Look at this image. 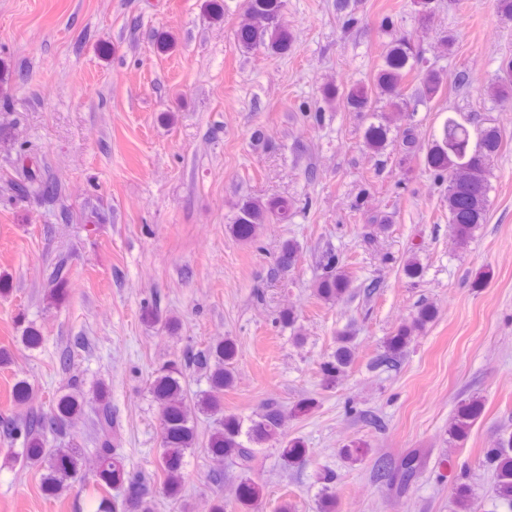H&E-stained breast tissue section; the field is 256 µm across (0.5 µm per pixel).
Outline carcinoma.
<instances>
[{"label": "carcinoma", "mask_w": 512, "mask_h": 512, "mask_svg": "<svg viewBox=\"0 0 512 512\" xmlns=\"http://www.w3.org/2000/svg\"><path fill=\"white\" fill-rule=\"evenodd\" d=\"M357 6L358 0H336V11L344 15L346 25L357 23ZM284 7V0H246L244 19L238 28V45L247 51H288L293 37L279 22ZM378 29L390 40L385 43L371 80L342 91L330 89L327 97L344 95L349 111L362 119L363 144L372 154L382 156L391 150L406 159L424 154V164L430 175L447 185L448 223L455 228L456 248L464 249L475 229L487 222L492 206V165L505 150L503 135L496 125L466 112L448 113L440 137L433 139L425 149L415 127H392L391 113L406 112L413 102L426 106L446 94L448 86L463 89L474 85L476 79L469 71L460 70L450 80L442 71L426 64L420 47L406 35L397 33L390 18H382ZM415 81L418 85L414 97L410 98L407 88ZM490 93L499 103L512 104V65L505 68ZM12 187L27 196L53 194V188L29 167L23 179L13 182ZM292 207L293 203L286 199L263 201L248 197L238 204L230 231L241 241L253 244L264 225L288 219ZM300 258L298 242L293 239L284 241L273 272L279 274L293 269ZM323 268L324 273L314 284V296L325 304H333L350 292L352 280L344 261L333 251L324 256ZM435 316L433 306H422L412 326L387 339L381 362L398 361L406 352L411 333L423 329ZM355 358L350 331H339L336 348L320 364L324 383H335ZM236 361L237 346L228 337L204 349L188 351L178 362L161 366L153 373L150 382L161 421L156 475L166 497L173 500L181 497L186 455L199 448L211 457L233 460L239 469L240 484L234 504L229 506L224 499L217 498L211 512H228L230 508L236 512H260L262 488L252 481L250 473L252 462L264 445H278L284 463L290 467L301 463L307 454L301 439L286 437L284 428L288 414L279 403L265 402L262 412L249 419L224 412V391L235 384ZM192 371L205 372L208 389L194 394L189 392L186 381ZM482 410L483 404L479 400L463 405L450 427L452 439L465 440ZM88 413L92 414V444L100 460L96 483L90 494L95 512H155L150 479L144 472L131 467L118 449L111 447L114 418L108 392L103 388L96 389L89 398L82 392L65 394L48 414L32 412L7 422L3 434L21 444V453L17 458H5V462L12 465L20 461L37 470L45 494L62 496L78 479L80 448L76 444L56 448L51 445L50 438L67 434ZM201 415L212 423L210 433L204 439L197 427ZM420 460L419 453H408L393 469H382V475L403 486L417 474ZM485 462L494 471L496 494L512 504V435L502 438L498 447L489 449Z\"/></svg>", "instance_id": "obj_1"}]
</instances>
